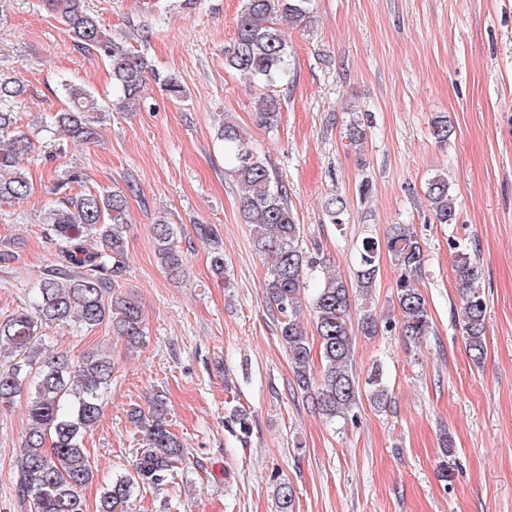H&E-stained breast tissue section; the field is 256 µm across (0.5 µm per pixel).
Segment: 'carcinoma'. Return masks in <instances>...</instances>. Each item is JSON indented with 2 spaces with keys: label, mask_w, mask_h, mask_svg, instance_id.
Listing matches in <instances>:
<instances>
[{
  "label": "carcinoma",
  "mask_w": 512,
  "mask_h": 512,
  "mask_svg": "<svg viewBox=\"0 0 512 512\" xmlns=\"http://www.w3.org/2000/svg\"><path fill=\"white\" fill-rule=\"evenodd\" d=\"M52 2L74 46L109 63L113 107L131 112L141 108L150 78L166 94L183 95L177 75L155 71L140 50L107 34L84 0ZM310 10L311 0H246L236 40L225 53V68L248 77L258 91L253 108L259 123L270 131L277 130L281 113L275 88L288 80L293 69L288 35L279 23L288 18L300 24L309 18ZM60 88L69 107L49 113L32 131L17 126L15 113L0 110V133H11L7 146L0 149V203L20 202L31 194L23 162L32 151L34 136L59 130L84 143H94L101 136L106 108L95 95L68 78L60 81ZM26 93L27 86L19 78L0 75V103ZM431 129L439 143L448 142L454 133L448 115L442 112L432 118ZM218 140L224 148L225 170L241 195L244 221L256 228L253 246L268 259L266 299L280 314L281 342L303 398L332 425L356 423L364 399L376 409L386 408L392 396L383 367L373 365L365 381L359 382L352 367L354 344L356 335L371 338L382 326L399 330L409 346L419 345L432 333V319L420 288L425 255L415 232L408 224H395L383 241L364 237L356 254L355 286L328 274L307 297L303 283L317 261L299 245L301 227L288 188L234 122L224 121ZM88 180L80 168L68 169L58 179V198L48 201L42 217L55 262L34 287L30 307L0 319V350L8 351L0 357V408L26 399L28 427L19 459L18 493L29 501L31 512H85L81 490L95 474L84 441L99 421L104 395L112 383V359L106 351L88 353L75 361L63 353L40 349L43 332L60 323L92 330L106 322L112 326V334L131 348L143 344L140 304L121 292L128 230L126 191L132 187L112 191L88 187L79 194L66 193L71 184ZM424 194L436 223H455L456 202L446 173L431 177ZM325 212L340 226L346 202L332 196L325 203ZM197 232L211 242L214 266L224 272L219 239L206 224L199 225ZM153 234L161 262L172 275H181L182 260L170 246L174 225L161 215L153 224ZM383 251L398 272L395 301L400 318L382 321L367 305L354 319L353 290L371 297ZM453 271L466 353L479 368L487 355V303L479 288L476 258L465 249L456 251ZM304 298L313 313L315 345L297 320ZM315 346L322 363L318 376L312 374ZM167 416V397L162 391L153 394L148 409L131 411L132 422L143 434L142 446L131 471L105 484L97 512H132L137 487L162 486L185 463V448L172 433ZM276 496L280 512H294L291 484H279Z\"/></svg>",
  "instance_id": "obj_1"
}]
</instances>
